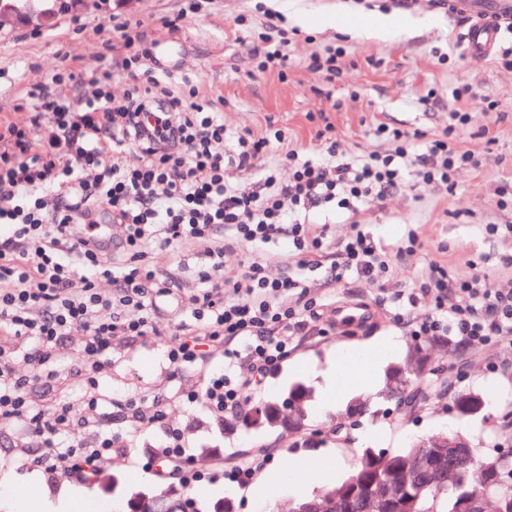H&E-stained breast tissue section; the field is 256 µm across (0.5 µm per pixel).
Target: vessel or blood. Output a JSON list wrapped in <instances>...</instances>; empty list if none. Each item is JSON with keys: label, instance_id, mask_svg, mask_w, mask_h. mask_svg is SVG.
Returning <instances> with one entry per match:
<instances>
[{"label": "vessel or blood", "instance_id": "obj_1", "mask_svg": "<svg viewBox=\"0 0 512 512\" xmlns=\"http://www.w3.org/2000/svg\"><path fill=\"white\" fill-rule=\"evenodd\" d=\"M436 3L463 21L461 38L471 58L489 56L504 31L512 29V0H436Z\"/></svg>", "mask_w": 512, "mask_h": 512}]
</instances>
